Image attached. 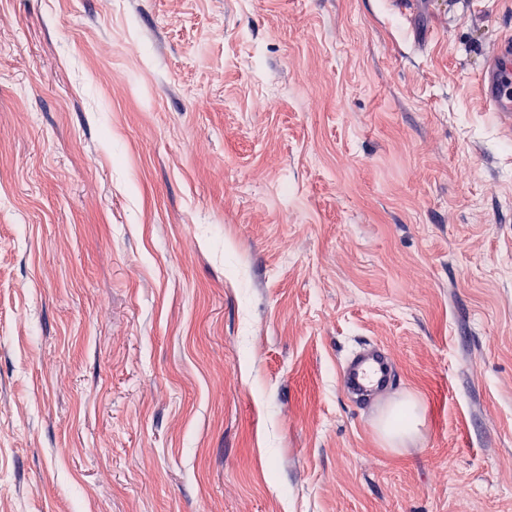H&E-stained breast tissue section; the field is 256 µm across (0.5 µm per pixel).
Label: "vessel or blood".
<instances>
[{
    "label": "vessel or blood",
    "instance_id": "vessel-or-blood-1",
    "mask_svg": "<svg viewBox=\"0 0 512 512\" xmlns=\"http://www.w3.org/2000/svg\"><path fill=\"white\" fill-rule=\"evenodd\" d=\"M478 94L487 111L512 132V33L501 36L496 53L478 76ZM343 392L367 408H380L395 383V363L390 351L377 343H363L340 365Z\"/></svg>",
    "mask_w": 512,
    "mask_h": 512
}]
</instances>
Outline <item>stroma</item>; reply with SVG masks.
I'll list each match as a JSON object with an SVG mask.
<instances>
[{
  "instance_id": "stroma-1",
  "label": "stroma",
  "mask_w": 512,
  "mask_h": 512,
  "mask_svg": "<svg viewBox=\"0 0 512 512\" xmlns=\"http://www.w3.org/2000/svg\"><path fill=\"white\" fill-rule=\"evenodd\" d=\"M512 0H0V512H512ZM398 364L390 416L339 383ZM478 94L484 107L512 132V33L500 37L497 52L478 76ZM343 392L363 407H382L395 383V363L391 352L378 343H362L340 365Z\"/></svg>"
}]
</instances>
